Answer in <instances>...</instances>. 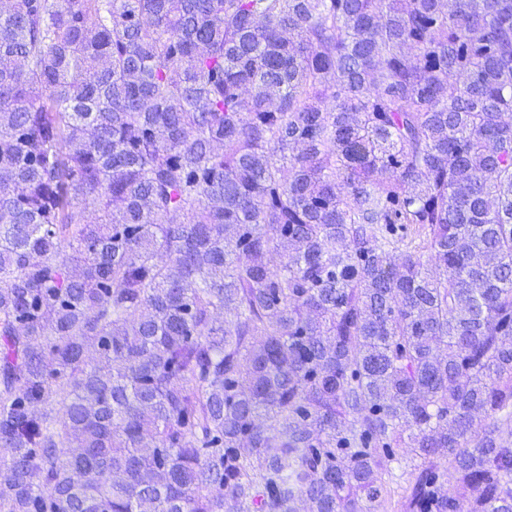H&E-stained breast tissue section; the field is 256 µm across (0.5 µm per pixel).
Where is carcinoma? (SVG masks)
<instances>
[{
  "instance_id": "1",
  "label": "carcinoma",
  "mask_w": 512,
  "mask_h": 512,
  "mask_svg": "<svg viewBox=\"0 0 512 512\" xmlns=\"http://www.w3.org/2000/svg\"><path fill=\"white\" fill-rule=\"evenodd\" d=\"M0 512H512V0H0Z\"/></svg>"
}]
</instances>
